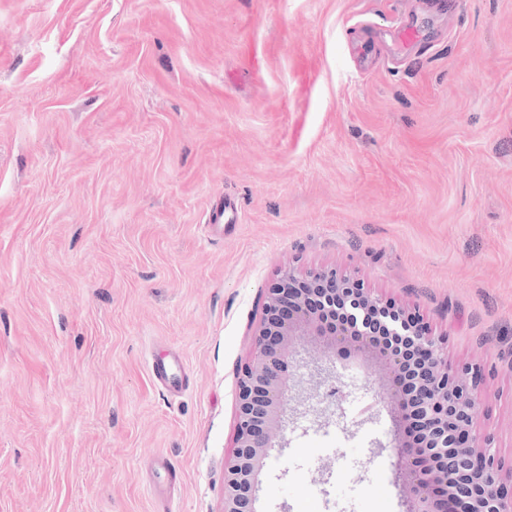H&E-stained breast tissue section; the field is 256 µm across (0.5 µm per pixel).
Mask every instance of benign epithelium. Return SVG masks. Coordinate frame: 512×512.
Segmentation results:
<instances>
[{"label":"benign epithelium","instance_id":"7a95c632","mask_svg":"<svg viewBox=\"0 0 512 512\" xmlns=\"http://www.w3.org/2000/svg\"><path fill=\"white\" fill-rule=\"evenodd\" d=\"M252 356L241 370L224 512H255L257 464L274 447L288 404L296 336L340 354H366L389 373L395 456L408 502L429 512H512V474L474 424L478 366L453 368L424 319L336 268L293 267L265 290Z\"/></svg>","mask_w":512,"mask_h":512}]
</instances>
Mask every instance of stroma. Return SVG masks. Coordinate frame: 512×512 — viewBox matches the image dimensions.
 <instances>
[{
  "instance_id": "obj_1",
  "label": "stroma",
  "mask_w": 512,
  "mask_h": 512,
  "mask_svg": "<svg viewBox=\"0 0 512 512\" xmlns=\"http://www.w3.org/2000/svg\"><path fill=\"white\" fill-rule=\"evenodd\" d=\"M288 266L480 364L512 470V0H0V512H221ZM171 352L176 396L149 371ZM318 363L255 512H408L385 367Z\"/></svg>"
}]
</instances>
